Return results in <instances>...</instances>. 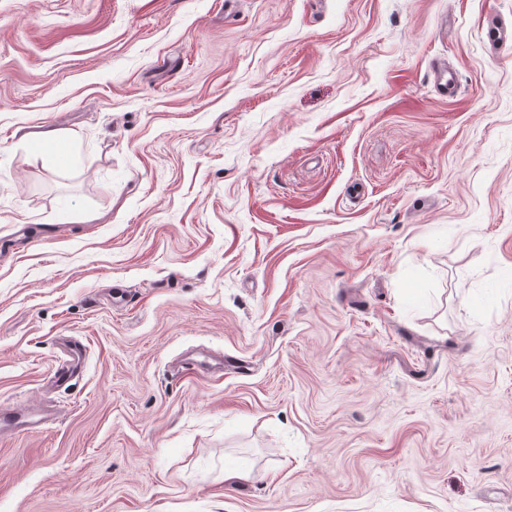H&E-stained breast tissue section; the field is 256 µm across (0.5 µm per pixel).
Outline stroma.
<instances>
[{
	"label": "stroma",
	"mask_w": 512,
	"mask_h": 512,
	"mask_svg": "<svg viewBox=\"0 0 512 512\" xmlns=\"http://www.w3.org/2000/svg\"><path fill=\"white\" fill-rule=\"evenodd\" d=\"M498 20L0 0V512H512ZM70 359H66L55 369L53 380L60 386L68 385L75 378V369L80 365L82 351L79 347H75L70 352ZM43 414L32 407L4 409L0 407V432L5 430H22L37 432L44 423Z\"/></svg>",
	"instance_id": "obj_1"
}]
</instances>
